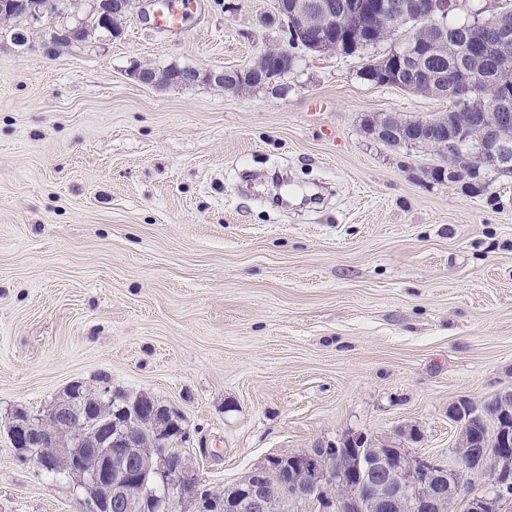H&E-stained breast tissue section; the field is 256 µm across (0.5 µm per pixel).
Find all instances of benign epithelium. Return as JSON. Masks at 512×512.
<instances>
[{"mask_svg":"<svg viewBox=\"0 0 512 512\" xmlns=\"http://www.w3.org/2000/svg\"><path fill=\"white\" fill-rule=\"evenodd\" d=\"M283 29L298 43L324 54L339 51L336 35L359 37L372 15L379 30L389 38L409 39L423 26L424 42L466 46L467 68L463 75L443 74L438 86L426 83L435 95H449L448 111L420 120L428 131L422 142L453 159L448 175L460 181L474 174L512 172V138L505 129L506 113L500 111L502 97L487 99L482 93L484 70L488 63L497 71L509 68L508 59L489 53H503L512 44L508 12L497 0H489L486 13L468 15L459 37L448 39V18L466 10V0H275ZM130 10V0H91L90 11L108 26ZM30 22L44 31L41 47L49 55L79 42L81 21L60 30L52 19L49 4L29 7ZM286 49L266 50L259 61L269 68L288 63ZM252 68L240 70H201L186 72L185 82L204 81L235 92L240 79H255ZM134 79L147 86L178 84L176 75L163 77L153 67L143 65L133 71ZM483 103L475 110V102ZM482 127L476 143L465 149V130ZM82 396L78 383L66 386L53 401L46 415L31 418L15 415L8 432L20 460L32 462L47 472H67L80 479L88 500L101 502L112 510L116 499L129 512H140V500L130 497L133 485L145 490L156 512H176L187 504L191 512H214L218 503L203 496L199 470L179 447L185 437L181 416L164 406L149 413L153 422L150 438H142V426L135 419L116 423L115 430L103 434L96 423L77 431L76 403ZM448 417L459 427L458 442L448 463L420 456L405 448H369L357 456L349 447L366 437L348 434L338 443L317 445L291 455L270 456L256 465L227 494L228 512H236L241 502L246 512H449L461 498L464 487L478 476L491 480L492 491L466 498V512H501L505 493L512 490V391L497 394L477 405L459 398L448 405ZM48 448V453L36 449ZM285 477L266 482L271 474Z\"/></svg>","mask_w":512,"mask_h":512,"instance_id":"benign-epithelium-1","label":"benign epithelium"}]
</instances>
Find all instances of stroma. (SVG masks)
Returning <instances> with one entry per match:
<instances>
[{"label": "stroma", "instance_id": "stroma-1", "mask_svg": "<svg viewBox=\"0 0 512 512\" xmlns=\"http://www.w3.org/2000/svg\"><path fill=\"white\" fill-rule=\"evenodd\" d=\"M200 2L162 32L135 0L55 56L36 24L0 38V512H82L8 434L76 381L180 413L218 491L350 431L447 461L449 404L512 390V176L438 184L436 151L364 132L448 109L362 78L385 42L247 94L137 83L287 47L274 0Z\"/></svg>", "mask_w": 512, "mask_h": 512}]
</instances>
